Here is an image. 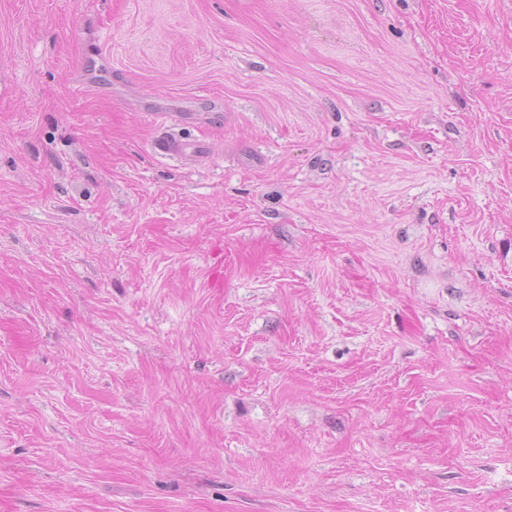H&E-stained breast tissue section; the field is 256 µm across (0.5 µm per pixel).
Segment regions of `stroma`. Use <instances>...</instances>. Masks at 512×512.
<instances>
[{
	"instance_id": "obj_1",
	"label": "stroma",
	"mask_w": 512,
	"mask_h": 512,
	"mask_svg": "<svg viewBox=\"0 0 512 512\" xmlns=\"http://www.w3.org/2000/svg\"><path fill=\"white\" fill-rule=\"evenodd\" d=\"M0 512H512V0H0ZM95 56V54H90L87 58L81 80L82 87H100L105 83L112 85V70L103 71L94 59ZM165 123L164 121L161 132L156 136L153 142V148L158 154L171 159L187 160L198 155L205 149V145L201 141H188L180 138L175 133L171 132L169 129L170 126H165Z\"/></svg>"
}]
</instances>
